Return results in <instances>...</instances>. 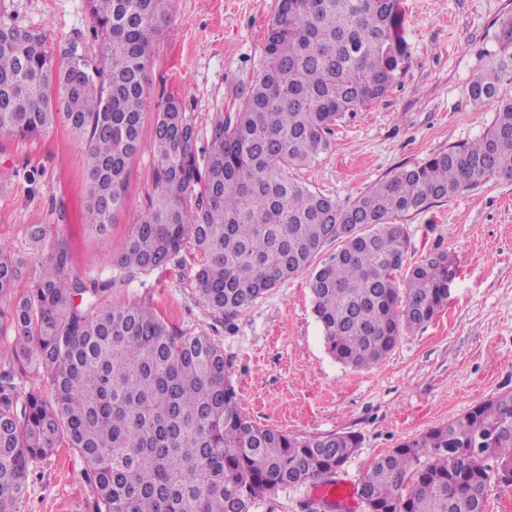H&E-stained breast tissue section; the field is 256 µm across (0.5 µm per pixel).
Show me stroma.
<instances>
[{
  "label": "stroma",
  "mask_w": 512,
  "mask_h": 512,
  "mask_svg": "<svg viewBox=\"0 0 512 512\" xmlns=\"http://www.w3.org/2000/svg\"><path fill=\"white\" fill-rule=\"evenodd\" d=\"M406 58L389 91L346 114L329 146L296 177L347 205L404 167L472 141L492 125L496 104L474 102L469 86L498 51L500 21L512 0H400ZM277 0H164L151 37L150 107L143 147L134 160L126 202L105 234L86 222V149L64 124L36 140L0 134V251L25 262L17 292L31 288L58 246L67 271L115 278L112 297L150 299L182 330L211 336L224 348L230 378L257 425L309 438L353 433L356 453L338 472L358 482L381 455L427 429L512 389V179L497 178L442 203L400 217L417 262L445 251L459 275L437 317L401 336L378 365L347 368L332 358L313 313L310 274L280 282L225 326L188 278L201 256L183 265L120 281L115 260L155 192L154 126L168 95L181 97L205 145L213 116L260 79L266 31ZM0 15L43 32L55 53L70 44L95 58L86 0H0ZM44 236L33 242L30 230ZM314 483L279 488L258 512H317ZM96 492L82 458L57 449L37 463L14 512H95Z\"/></svg>",
  "instance_id": "obj_1"
}]
</instances>
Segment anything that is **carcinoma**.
Returning a JSON list of instances; mask_svg holds the SVG:
<instances>
[{"instance_id":"cac0c4a2","label":"carcinoma","mask_w":512,"mask_h":512,"mask_svg":"<svg viewBox=\"0 0 512 512\" xmlns=\"http://www.w3.org/2000/svg\"><path fill=\"white\" fill-rule=\"evenodd\" d=\"M100 58L73 44L56 60L45 35L0 16V133L46 135L63 122L88 149L86 220L98 233L125 204L149 107L150 38L163 0H87ZM398 0H278L261 78L235 112H217L202 153L186 103L166 99L154 133L158 193L116 265L128 280L192 247L194 288L230 322L279 282L311 271L325 348L353 370L385 358L448 302L446 252L406 264L396 220L492 178H512V100L491 128L376 182L344 206L292 171L313 162L345 114L391 87L405 60ZM490 70L470 86L482 103L512 80V17ZM338 224L366 231L338 238ZM52 253L6 320L15 361L0 364V512H14L34 466L62 446L83 459L96 512H254L276 489L333 481L359 447L352 433L298 438L239 409L224 349L187 334L146 301L106 302L115 281L66 273ZM23 261L0 252V295ZM30 372L43 385L21 390ZM512 486V389L399 444L363 474L367 512H486L491 482Z\"/></svg>"}]
</instances>
